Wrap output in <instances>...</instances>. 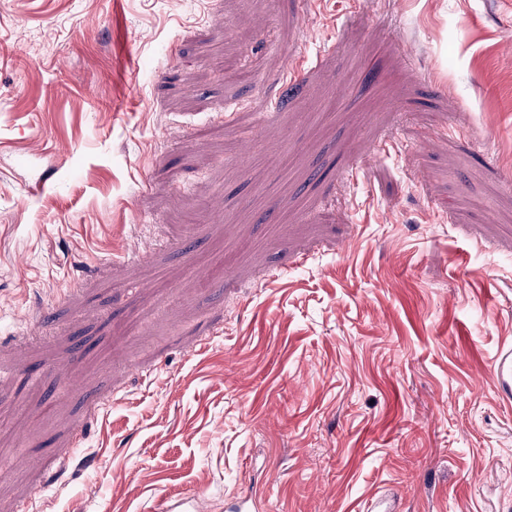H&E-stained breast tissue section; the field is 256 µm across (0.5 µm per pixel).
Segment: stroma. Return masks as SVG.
Segmentation results:
<instances>
[{
    "instance_id": "1",
    "label": "stroma",
    "mask_w": 512,
    "mask_h": 512,
    "mask_svg": "<svg viewBox=\"0 0 512 512\" xmlns=\"http://www.w3.org/2000/svg\"><path fill=\"white\" fill-rule=\"evenodd\" d=\"M511 69L512 0H0V512H512ZM493 370L502 398L512 401V344L503 346L493 361ZM164 512H196L199 510V500L189 493L165 496L162 499Z\"/></svg>"
}]
</instances>
